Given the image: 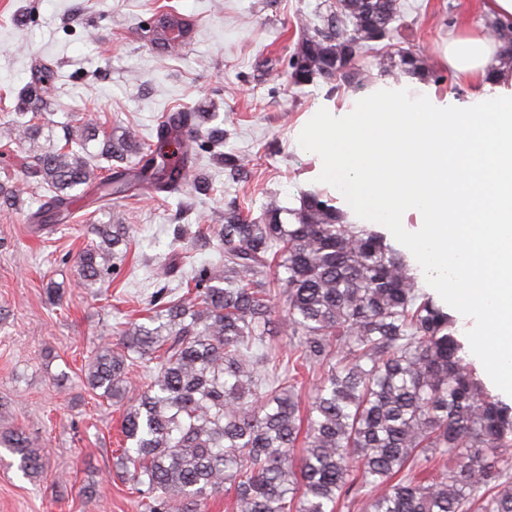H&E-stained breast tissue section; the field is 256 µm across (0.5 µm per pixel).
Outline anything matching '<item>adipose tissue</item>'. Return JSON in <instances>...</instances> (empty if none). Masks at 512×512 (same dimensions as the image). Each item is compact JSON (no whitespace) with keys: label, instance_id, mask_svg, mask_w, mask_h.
Wrapping results in <instances>:
<instances>
[{"label":"adipose tissue","instance_id":"obj_1","mask_svg":"<svg viewBox=\"0 0 512 512\" xmlns=\"http://www.w3.org/2000/svg\"><path fill=\"white\" fill-rule=\"evenodd\" d=\"M496 50L480 32L451 39L448 67L474 88L467 109L384 89L310 146L327 180L358 185L374 219L427 216L410 247L436 286L479 310L488 376L512 396V75L488 74Z\"/></svg>","mask_w":512,"mask_h":512}]
</instances>
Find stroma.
Listing matches in <instances>:
<instances>
[{
	"label": "stroma",
	"instance_id": "1",
	"mask_svg": "<svg viewBox=\"0 0 512 512\" xmlns=\"http://www.w3.org/2000/svg\"><path fill=\"white\" fill-rule=\"evenodd\" d=\"M400 2L402 35L429 67L421 82L437 100L450 94L468 103L471 90L456 82L443 51L459 29L495 33L482 0ZM335 6L336 0H0V127L20 120L17 97L47 62L56 90L49 111L38 116L41 149L62 145L64 125L77 119L116 136L134 126L149 143L167 113L210 105V127L226 132L224 152L249 160L232 177L201 157L211 182L205 195L150 192L113 205L130 227V250L99 290L77 287L74 264L88 242L85 225L106 221L92 189L75 188L72 217L49 233L31 230L35 197L0 206V432L23 431L45 455L43 471L29 477L0 447V512H141L115 468L123 410L86 384L83 368L115 323L144 317L159 288L176 287L160 273L176 225L198 228L204 215L231 204L252 220L272 200L297 206L302 192L323 185V158L306 146L319 118L341 121L378 84H406L386 40L354 60L360 82L295 83L289 59L298 41ZM165 12L190 22L173 56L150 38ZM336 204L406 253L423 291L431 292L429 271L409 251L423 229L420 214H407L395 232L352 207L349 196L337 195ZM50 282L61 288V302L48 299ZM435 301L455 318L466 362L488 382L477 312L453 295Z\"/></svg>",
	"mask_w": 512,
	"mask_h": 512
}]
</instances>
